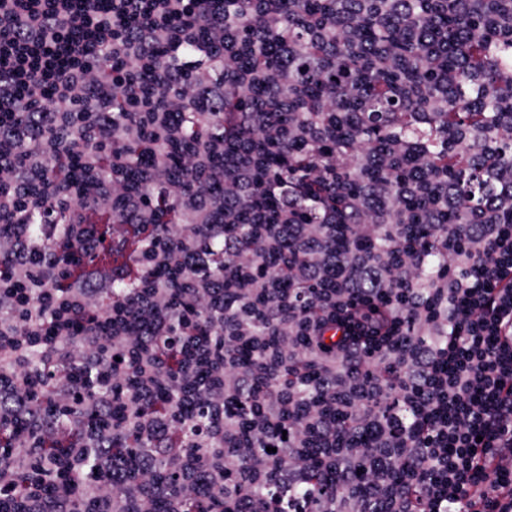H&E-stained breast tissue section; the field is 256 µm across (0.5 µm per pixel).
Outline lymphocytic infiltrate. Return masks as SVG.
<instances>
[{"instance_id":"1","label":"lymphocytic infiltrate","mask_w":512,"mask_h":512,"mask_svg":"<svg viewBox=\"0 0 512 512\" xmlns=\"http://www.w3.org/2000/svg\"><path fill=\"white\" fill-rule=\"evenodd\" d=\"M369 10L302 13L297 42L272 38L282 0L232 15L224 0H0V216L14 226L0 239V494L19 512H74L78 498L149 512L152 457L141 490L117 495L112 472L136 434L179 476L171 512L268 485L309 491L302 512H512V172L471 150L480 117L449 116L448 153L423 168L414 144H366L333 88L315 118L294 111L296 79L266 62L340 45L366 73L390 70L393 45L361 33ZM429 60L436 94L405 82L403 113L442 104L453 75ZM219 120L239 155L208 135ZM284 146L328 155L330 173L273 186L265 151ZM458 166L493 174L491 204L463 206ZM119 273L133 286L116 296ZM83 373L102 389L84 391ZM117 401L134 428L113 419ZM200 407L211 446L188 452L180 422ZM61 457L53 496L18 491Z\"/></svg>"}]
</instances>
